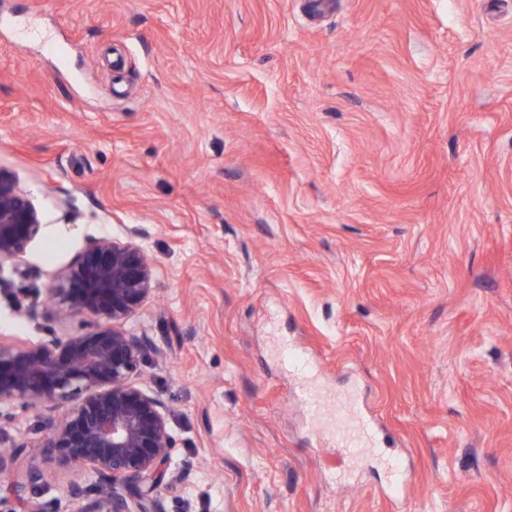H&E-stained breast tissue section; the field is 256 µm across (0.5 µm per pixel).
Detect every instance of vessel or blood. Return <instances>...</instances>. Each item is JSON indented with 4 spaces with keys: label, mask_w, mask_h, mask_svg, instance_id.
Segmentation results:
<instances>
[{
    "label": "vessel or blood",
    "mask_w": 512,
    "mask_h": 512,
    "mask_svg": "<svg viewBox=\"0 0 512 512\" xmlns=\"http://www.w3.org/2000/svg\"><path fill=\"white\" fill-rule=\"evenodd\" d=\"M304 399L316 425L335 440L331 454L345 468L368 454H379L378 431L359 407L353 392L331 393L308 385Z\"/></svg>",
    "instance_id": "b4317fda"
}]
</instances>
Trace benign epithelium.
Listing matches in <instances>:
<instances>
[{
  "label": "benign epithelium",
  "mask_w": 512,
  "mask_h": 512,
  "mask_svg": "<svg viewBox=\"0 0 512 512\" xmlns=\"http://www.w3.org/2000/svg\"><path fill=\"white\" fill-rule=\"evenodd\" d=\"M41 229L17 180L0 171V267L21 260ZM151 288L144 251L91 237L49 293L61 321L90 318L92 329L30 346L0 341V404L44 409L40 447L60 467H84L101 479L94 490L67 486L73 512H159L157 490L173 447L170 410L159 395L131 382L154 346L117 328ZM26 447L15 441L0 448V474L12 477L0 512H48L39 493L43 473L25 464Z\"/></svg>",
  "instance_id": "benign-epithelium-1"
}]
</instances>
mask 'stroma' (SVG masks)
<instances>
[{
	"mask_svg": "<svg viewBox=\"0 0 512 512\" xmlns=\"http://www.w3.org/2000/svg\"><path fill=\"white\" fill-rule=\"evenodd\" d=\"M0 170L43 217L1 341L86 331L46 292L88 237L153 263L160 512H512V0H0ZM277 336L386 458L326 462ZM41 437L0 405L71 512Z\"/></svg>",
	"mask_w": 512,
	"mask_h": 512,
	"instance_id": "stroma-1",
	"label": "stroma"
}]
</instances>
